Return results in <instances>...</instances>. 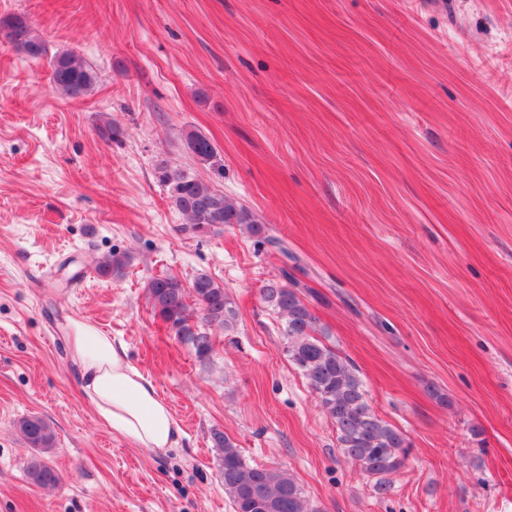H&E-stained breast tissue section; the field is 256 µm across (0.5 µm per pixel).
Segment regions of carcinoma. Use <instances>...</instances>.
<instances>
[{
  "label": "carcinoma",
  "mask_w": 512,
  "mask_h": 512,
  "mask_svg": "<svg viewBox=\"0 0 512 512\" xmlns=\"http://www.w3.org/2000/svg\"><path fill=\"white\" fill-rule=\"evenodd\" d=\"M0 33L30 59L48 55L44 39L21 15L1 18ZM49 65L51 87L60 95H85L98 82L97 72L68 50L51 55ZM186 143L196 156H216L210 140L197 132L188 133ZM155 176L167 188L171 205L183 216L182 230L199 234L214 224H236L252 235L262 233L263 226L250 209L195 173L161 159ZM126 264V255L111 252L100 258L96 271L108 278L120 274ZM145 291L154 316L173 329L178 341L189 346L201 361L210 359L207 349L214 345L211 330L232 332L236 328L238 312L234 301L224 285L205 269L196 271L188 282L171 274L151 277ZM261 297L282 322L288 358L306 379L322 410L334 421L342 455L376 478L374 491L378 496L386 495L391 489L387 476L402 469L409 456L405 435L372 411L356 366L317 338V319L287 268L281 269L278 279L263 286ZM14 427L26 445L37 451L27 466L29 480L43 488L58 485L61 474L41 459L56 446L53 425L31 414L18 419ZM211 442L218 451L224 494L233 512H253V495L259 490L272 501L269 512H317L288 471L250 465L237 443L220 430L212 431Z\"/></svg>",
  "instance_id": "obj_1"
}]
</instances>
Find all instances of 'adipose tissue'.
I'll return each instance as SVG.
<instances>
[{
	"instance_id": "1",
	"label": "adipose tissue",
	"mask_w": 512,
	"mask_h": 512,
	"mask_svg": "<svg viewBox=\"0 0 512 512\" xmlns=\"http://www.w3.org/2000/svg\"><path fill=\"white\" fill-rule=\"evenodd\" d=\"M67 344L85 395L113 434L156 454L180 447V424L152 379L130 364L123 343L88 320L74 319Z\"/></svg>"
}]
</instances>
